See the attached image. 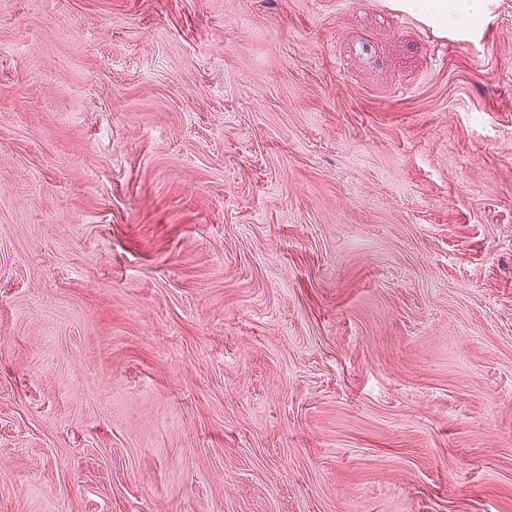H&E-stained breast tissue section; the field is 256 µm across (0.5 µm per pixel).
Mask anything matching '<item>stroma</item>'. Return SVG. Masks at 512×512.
<instances>
[{
  "mask_svg": "<svg viewBox=\"0 0 512 512\" xmlns=\"http://www.w3.org/2000/svg\"><path fill=\"white\" fill-rule=\"evenodd\" d=\"M0 512H512V0H0Z\"/></svg>",
  "mask_w": 512,
  "mask_h": 512,
  "instance_id": "1",
  "label": "stroma"
}]
</instances>
